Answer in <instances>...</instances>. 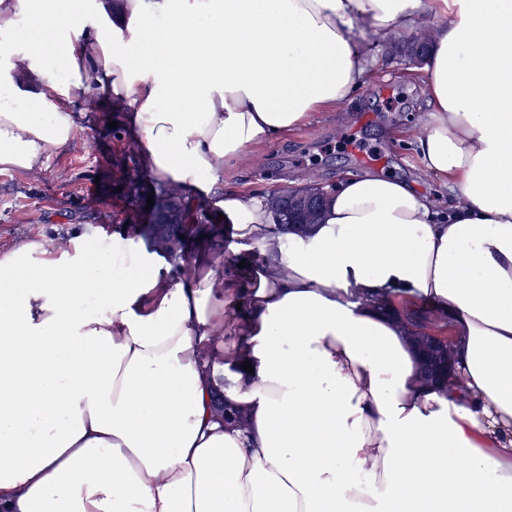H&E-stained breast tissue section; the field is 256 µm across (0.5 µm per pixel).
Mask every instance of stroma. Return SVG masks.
Masks as SVG:
<instances>
[{
	"label": "stroma",
	"mask_w": 512,
	"mask_h": 512,
	"mask_svg": "<svg viewBox=\"0 0 512 512\" xmlns=\"http://www.w3.org/2000/svg\"><path fill=\"white\" fill-rule=\"evenodd\" d=\"M410 63L382 50L378 75L343 112L300 127L268 143L242 179L256 194L314 181L335 183L345 172H383L425 190L434 183L399 130L413 126L426 109L427 94ZM76 119L68 149L41 169H0V251L22 240L70 244L75 230L89 236L130 224L128 204L116 185V163L141 174L135 133L125 113L112 110L99 93L67 103Z\"/></svg>",
	"instance_id": "1"
}]
</instances>
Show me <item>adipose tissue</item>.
<instances>
[{"label": "adipose tissue", "mask_w": 512, "mask_h": 512, "mask_svg": "<svg viewBox=\"0 0 512 512\" xmlns=\"http://www.w3.org/2000/svg\"><path fill=\"white\" fill-rule=\"evenodd\" d=\"M424 29L430 109L404 135L447 200L346 173L284 237L225 169L341 111L378 42ZM96 87L149 177L261 261L211 237L184 259L117 235L0 253V512H512V0H0V168L65 149L56 103ZM425 305L455 387L420 378L404 316ZM217 219H220V217H219V213L216 210V208L212 211H208L206 213L205 219L202 217L203 222H205L204 224H211V223L223 224L224 235L220 239L221 246L219 247L218 250L221 251L222 253L224 250V257H225L226 253H228V255H230V251H229L230 246H234L239 250L241 258L247 256L248 254H251L252 252L248 251L247 247L245 245H242V243L234 237V235L236 234V231L234 230V225L230 224V222L224 221V213H223V219H220V222H217ZM228 226H230V227H228Z\"/></svg>", "instance_id": "obj_1"}]
</instances>
